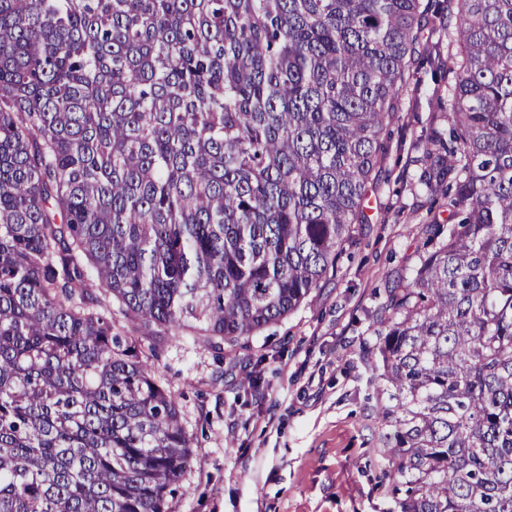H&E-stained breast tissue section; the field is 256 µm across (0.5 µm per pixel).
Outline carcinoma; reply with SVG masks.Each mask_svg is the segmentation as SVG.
<instances>
[{"label":"carcinoma","mask_w":512,"mask_h":512,"mask_svg":"<svg viewBox=\"0 0 512 512\" xmlns=\"http://www.w3.org/2000/svg\"><path fill=\"white\" fill-rule=\"evenodd\" d=\"M412 68L448 223L375 314L388 512H512V0H0V512H169L192 438L92 289L214 349L292 313Z\"/></svg>","instance_id":"cac0c4a2"}]
</instances>
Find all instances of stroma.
Segmentation results:
<instances>
[{
	"mask_svg": "<svg viewBox=\"0 0 512 512\" xmlns=\"http://www.w3.org/2000/svg\"><path fill=\"white\" fill-rule=\"evenodd\" d=\"M429 92L424 82L401 95L391 175L366 200L369 221L356 225L336 279L236 352L158 344L155 372L193 438L171 512H387L381 481L392 460L379 414L388 399L370 343L391 271L409 261L423 224L448 215L418 186L411 149L435 123Z\"/></svg>",
	"mask_w": 512,
	"mask_h": 512,
	"instance_id": "obj_1",
	"label": "stroma"
}]
</instances>
